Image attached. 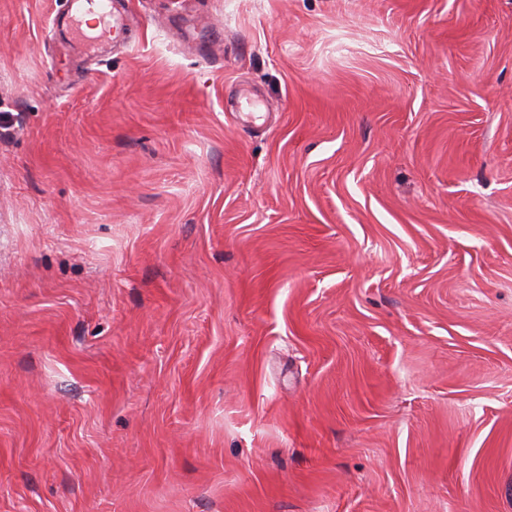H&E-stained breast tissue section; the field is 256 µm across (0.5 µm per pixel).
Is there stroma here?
<instances>
[{
    "mask_svg": "<svg viewBox=\"0 0 512 512\" xmlns=\"http://www.w3.org/2000/svg\"><path fill=\"white\" fill-rule=\"evenodd\" d=\"M127 2L0 0V512H512V0ZM78 1L80 0L71 2L69 12H67L61 19L63 25H72L74 41L72 44L73 48L77 49L79 52H84L92 49H104L105 45L101 43L96 36H93L82 29V25L78 15H73V8L75 4L79 3ZM86 2L96 7L103 22H108L112 18L113 38L120 37L114 43L123 42L127 34L124 11L120 10L112 0H86Z\"/></svg>",
    "mask_w": 512,
    "mask_h": 512,
    "instance_id": "stroma-1",
    "label": "stroma"
}]
</instances>
